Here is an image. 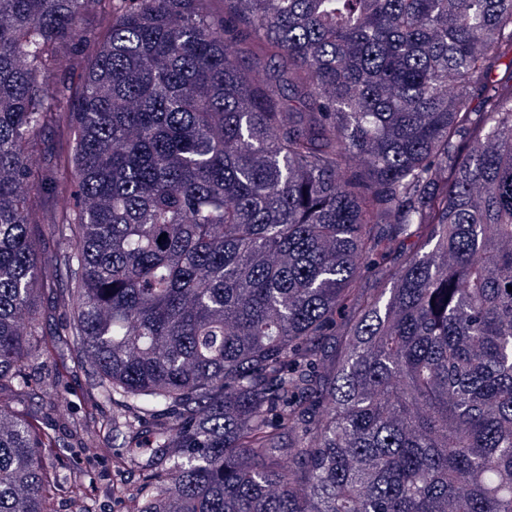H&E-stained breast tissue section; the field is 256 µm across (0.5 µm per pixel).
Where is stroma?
Listing matches in <instances>:
<instances>
[{
  "label": "stroma",
  "mask_w": 512,
  "mask_h": 512,
  "mask_svg": "<svg viewBox=\"0 0 512 512\" xmlns=\"http://www.w3.org/2000/svg\"><path fill=\"white\" fill-rule=\"evenodd\" d=\"M61 376L69 393L70 406L33 394L27 400L30 410L53 430L60 447L56 456L58 481L51 492V512H75L77 496H84L93 512H136L134 500L109 497L107 486L115 477L112 458L108 455L87 460L77 450L78 436L74 424L91 412L96 416L112 413L109 404L101 402L95 390L94 377L88 366L78 359V348L72 337L65 336L53 348L44 365L31 371L33 382Z\"/></svg>",
  "instance_id": "35a3bbf8"
}]
</instances>
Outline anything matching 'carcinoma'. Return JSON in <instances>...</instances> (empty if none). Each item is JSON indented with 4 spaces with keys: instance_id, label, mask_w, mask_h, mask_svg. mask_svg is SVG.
I'll return each mask as SVG.
<instances>
[{
    "instance_id": "1",
    "label": "carcinoma",
    "mask_w": 512,
    "mask_h": 512,
    "mask_svg": "<svg viewBox=\"0 0 512 512\" xmlns=\"http://www.w3.org/2000/svg\"><path fill=\"white\" fill-rule=\"evenodd\" d=\"M211 2L0 0V512L55 291L138 512H512V0ZM93 49V42L79 43L76 49L72 51L67 66L54 72L51 76V81L57 84L64 82L70 85H76L79 82V76L82 72V64L87 57L91 55ZM73 129L68 125L55 126L44 130L41 134L42 151L38 154L50 153L58 150L66 141L73 137ZM38 154H34L40 158Z\"/></svg>"
}]
</instances>
